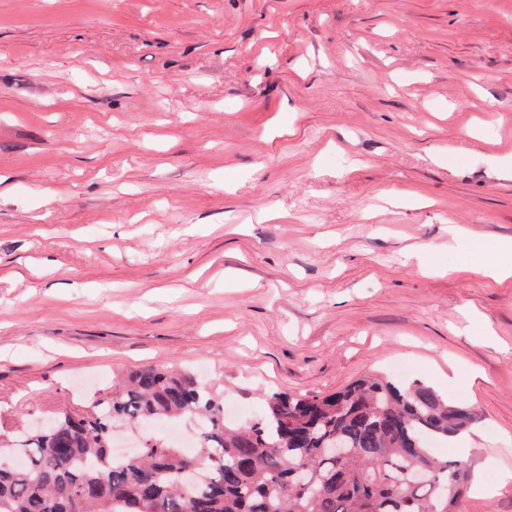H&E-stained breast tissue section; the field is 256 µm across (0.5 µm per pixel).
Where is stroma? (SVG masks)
I'll list each match as a JSON object with an SVG mask.
<instances>
[{
  "label": "stroma",
  "instance_id": "1",
  "mask_svg": "<svg viewBox=\"0 0 512 512\" xmlns=\"http://www.w3.org/2000/svg\"><path fill=\"white\" fill-rule=\"evenodd\" d=\"M512 0H0V416L147 365L257 416L372 373L512 512Z\"/></svg>",
  "mask_w": 512,
  "mask_h": 512
}]
</instances>
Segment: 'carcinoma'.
I'll use <instances>...</instances> for the list:
<instances>
[{"label": "carcinoma", "mask_w": 512, "mask_h": 512, "mask_svg": "<svg viewBox=\"0 0 512 512\" xmlns=\"http://www.w3.org/2000/svg\"><path fill=\"white\" fill-rule=\"evenodd\" d=\"M263 401L257 418L229 423L197 373L149 365L41 427L0 422V512H457L474 479L434 448L480 416L422 382L371 375ZM158 420L192 422L194 451L147 437L116 459V423Z\"/></svg>", "instance_id": "1"}]
</instances>
